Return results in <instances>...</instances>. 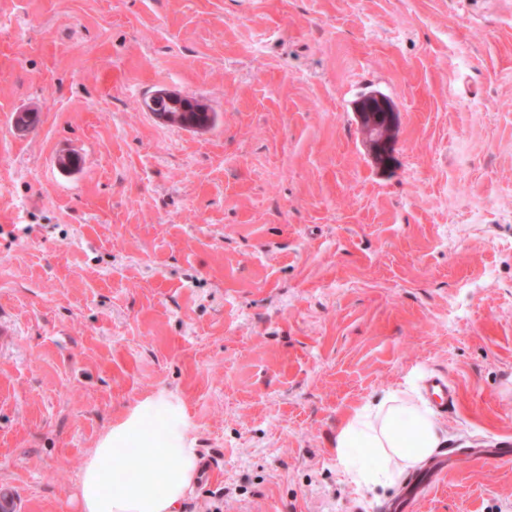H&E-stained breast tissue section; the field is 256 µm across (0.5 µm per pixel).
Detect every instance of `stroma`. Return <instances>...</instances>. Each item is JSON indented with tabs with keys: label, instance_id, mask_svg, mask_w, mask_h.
Instances as JSON below:
<instances>
[{
	"label": "stroma",
	"instance_id": "stroma-1",
	"mask_svg": "<svg viewBox=\"0 0 512 512\" xmlns=\"http://www.w3.org/2000/svg\"><path fill=\"white\" fill-rule=\"evenodd\" d=\"M161 88L212 127L145 112ZM3 321L9 512H75L160 392L199 450L184 512H380L402 487L356 490L336 432L433 372L456 454L410 512H512V0H0ZM355 113L365 146L376 165L385 169L394 160L399 111L388 96L371 91L355 102ZM424 390L432 405L440 412H448L454 407L456 390L440 375L435 374L426 379Z\"/></svg>",
	"mask_w": 512,
	"mask_h": 512
}]
</instances>
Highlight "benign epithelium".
I'll use <instances>...</instances> for the list:
<instances>
[{
  "label": "benign epithelium",
  "instance_id": "obj_1",
  "mask_svg": "<svg viewBox=\"0 0 512 512\" xmlns=\"http://www.w3.org/2000/svg\"><path fill=\"white\" fill-rule=\"evenodd\" d=\"M164 100L179 112H204L206 108L197 100L169 90H159L148 100V111L159 109L157 101ZM355 113L365 146L376 165L385 169L394 160L399 127V111L388 96L371 91L355 102Z\"/></svg>",
  "mask_w": 512,
  "mask_h": 512
}]
</instances>
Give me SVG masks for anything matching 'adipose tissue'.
<instances>
[{"mask_svg":"<svg viewBox=\"0 0 512 512\" xmlns=\"http://www.w3.org/2000/svg\"><path fill=\"white\" fill-rule=\"evenodd\" d=\"M434 411L393 392L364 405L336 433V454L359 489L392 486L443 447ZM199 452L182 407L159 395L112 426L84 462L77 512H180L193 492Z\"/></svg>","mask_w":512,"mask_h":512,"instance_id":"1","label":"adipose tissue"}]
</instances>
